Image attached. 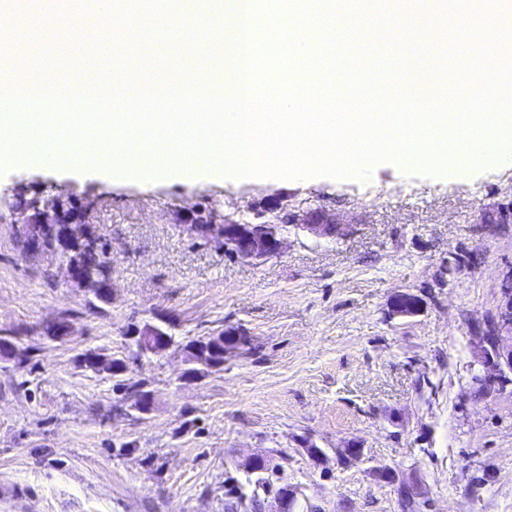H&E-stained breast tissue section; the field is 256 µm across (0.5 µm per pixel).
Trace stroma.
Instances as JSON below:
<instances>
[{
    "mask_svg": "<svg viewBox=\"0 0 512 512\" xmlns=\"http://www.w3.org/2000/svg\"><path fill=\"white\" fill-rule=\"evenodd\" d=\"M66 39L54 24L24 44L63 78ZM155 57L169 62L167 84L224 72L214 55L189 70L163 29ZM20 187L91 202L82 231L105 251L112 299L97 301L68 279L60 251L27 252L0 222V336L13 345L0 355V512H251L227 489L256 452L316 512H512V388L483 394L472 383L482 321L512 291V223L480 221L512 200V167L451 178L384 161L365 181L224 182L0 167V198ZM274 197L335 213L344 236L292 229L281 254L253 261L177 225L191 206L252 223ZM460 248L476 264L441 277ZM403 289L424 294V312L387 319ZM60 321L70 335L49 339ZM135 321L167 327L174 346L136 356L124 335ZM229 326L244 347L222 370L189 375L182 344ZM89 351L128 361L154 394L149 415L80 365ZM350 444L363 461L337 459ZM381 465L417 486L414 508L373 476Z\"/></svg>",
    "mask_w": 512,
    "mask_h": 512,
    "instance_id": "stroma-1",
    "label": "stroma"
}]
</instances>
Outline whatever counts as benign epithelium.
Returning a JSON list of instances; mask_svg holds the SVG:
<instances>
[{
	"instance_id": "1",
	"label": "benign epithelium",
	"mask_w": 512,
	"mask_h": 512,
	"mask_svg": "<svg viewBox=\"0 0 512 512\" xmlns=\"http://www.w3.org/2000/svg\"><path fill=\"white\" fill-rule=\"evenodd\" d=\"M265 211L272 219L256 224H240L228 218L216 225L214 217L201 209H187L180 217L181 226L204 239L214 242L224 250V254L249 260H263L278 255L284 249L285 234L279 229L281 224H289L318 237L336 238L344 235L345 225L334 217H322L314 224L309 223L305 215L291 210L279 201L267 204ZM89 214L81 216L70 209L68 198L57 196L41 198L37 210L26 205L11 204L0 212V221L15 225L16 232L24 247L30 252L40 251V240L44 229L52 227L67 240L79 237L77 225L88 222ZM424 310L423 299L411 292L401 291L388 303L386 315L390 319L408 318L421 314ZM130 336H153L161 346H168L171 340L168 334L157 325L146 323L133 326ZM476 356L481 366L472 377L473 385L483 392L496 385L500 388L512 386V294L505 296L496 312L485 316L484 327L477 337ZM133 401V408L140 413L150 411L154 394L127 390ZM240 469L253 472L256 468H272V460L266 454H253L243 459ZM298 498V489L288 484L276 489L271 498L262 501V512H294Z\"/></svg>"
}]
</instances>
